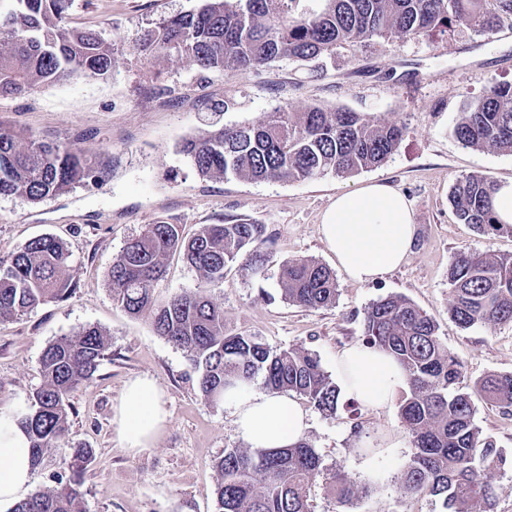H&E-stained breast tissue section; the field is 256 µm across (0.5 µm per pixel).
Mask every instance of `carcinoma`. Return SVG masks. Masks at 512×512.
<instances>
[{"mask_svg": "<svg viewBox=\"0 0 512 512\" xmlns=\"http://www.w3.org/2000/svg\"><path fill=\"white\" fill-rule=\"evenodd\" d=\"M73 2L0 0V98L111 75L119 46L98 30L70 25ZM293 2L202 0L198 8L147 31L140 51L155 61L177 57L200 72L232 74L258 71L279 59L310 63L373 37H423L454 20L479 31H495L504 18L512 20V0H324L325 7L308 17L295 15ZM220 116L214 113L178 149L202 178L306 181L328 171L347 176L385 163L403 138L398 125L346 109L293 112L280 105L255 122L235 125L221 123ZM452 134L466 147L512 153V83L495 84L468 101ZM92 175L83 150L0 121V195L36 203ZM494 186L484 175H469L452 186L448 202L456 219L478 234L512 235V224L495 219ZM271 243L265 225L245 220L204 224L190 238L177 224H150L112 259V301L132 316L150 314L157 335L190 354L199 389L211 403H224V392L260 377L266 391L296 394L333 417L340 388L316 354L273 350L255 336L228 330L224 304L207 294L241 258L260 272L274 258ZM172 254L198 271L201 282L161 300L157 287ZM70 262L68 248L52 236L34 238L0 260V322L71 296ZM448 283L451 315L461 327L512 322V256L463 250L448 268ZM281 284L284 299L300 307L319 309L336 301V278L311 259L284 264ZM362 342L387 352L404 370L399 413L414 448L398 473L404 492L439 496L448 512H495L497 489L484 472L511 467L512 456L483 434L471 397L455 389L463 363L440 341L431 317L401 296L381 297L363 313ZM108 345L102 329L86 326L44 349L42 383L23 402L0 384V411L20 417L34 464L52 449H65L54 485L32 492L10 512H86L83 477L95 452L68 440L71 398L97 371ZM477 388L486 404L512 408V374H488ZM214 469L218 512H310V491L320 478L332 487L341 512H349L359 497L345 472H324L304 438L288 448L226 450Z\"/></svg>", "mask_w": 512, "mask_h": 512, "instance_id": "cac0c4a2", "label": "carcinoma"}]
</instances>
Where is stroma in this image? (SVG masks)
Listing matches in <instances>:
<instances>
[{"mask_svg": "<svg viewBox=\"0 0 512 512\" xmlns=\"http://www.w3.org/2000/svg\"><path fill=\"white\" fill-rule=\"evenodd\" d=\"M200 0H75L74 26L103 31L117 41L119 64L105 79L65 82L34 94L0 100V119L90 154L94 180L33 203L0 196V259L31 239L53 235L71 253L76 289L69 298L0 322V385L16 400L42 381L40 358L48 344L95 325L110 345L93 378L72 398L70 437L96 451L82 490L87 512H216L217 473L224 451L244 447L230 408L209 403L189 355L157 336L149 315L115 306L108 287L113 256L147 225L165 221L185 234L204 224L244 219L266 225L276 260L261 274L233 264L210 296L224 305L226 325L258 336L275 349L305 348L328 373L336 356L361 342L365 309L380 297L401 295L427 312L442 343L465 366L462 387L491 373L512 374V323L465 329L452 318L448 266L462 249L512 255V235L480 236L451 212L456 180L480 173L512 179V154L463 146L452 135L464 103L490 83H512V26L492 33L462 23L444 33L390 40L372 38L300 65L282 59L260 71L201 73L186 61L147 64L141 38L163 18ZM229 101L224 124L257 121L285 104L348 109L402 126L398 150L380 166L348 177L327 173L302 182L200 178L177 144L196 133L214 102ZM384 181L412 204L415 242L396 270L369 284L337 269L319 234L323 210L337 193ZM311 259L333 269V305L305 309L282 296L281 264ZM147 376L164 391L169 422L149 448L124 447L116 408L130 380ZM476 422L497 447L512 451V415L475 399ZM306 439L328 470L345 471L363 492L350 512H445L424 493L408 496L397 479L413 452L397 406L326 417L308 408ZM402 435L396 453H380L388 475L374 481L361 465L358 432Z\"/></svg>", "mask_w": 512, "mask_h": 512, "instance_id": "35a3bbf8", "label": "stroma"}]
</instances>
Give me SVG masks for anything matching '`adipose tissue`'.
Masks as SVG:
<instances>
[{"instance_id":"obj_1","label":"adipose tissue","mask_w":512,"mask_h":512,"mask_svg":"<svg viewBox=\"0 0 512 512\" xmlns=\"http://www.w3.org/2000/svg\"><path fill=\"white\" fill-rule=\"evenodd\" d=\"M319 233L337 265L356 283L377 280L409 254L415 234L407 198L386 182L337 193L321 216ZM336 371L344 393L368 410L390 407L405 383L400 365L386 353L361 344L343 349ZM224 402L238 434L252 448H284L304 435L306 412L283 394L231 390ZM164 394L155 381H130L116 411L122 440L136 452L152 445L168 423ZM34 471L30 440L18 420L0 414V505L17 501L30 488Z\"/></svg>"}]
</instances>
